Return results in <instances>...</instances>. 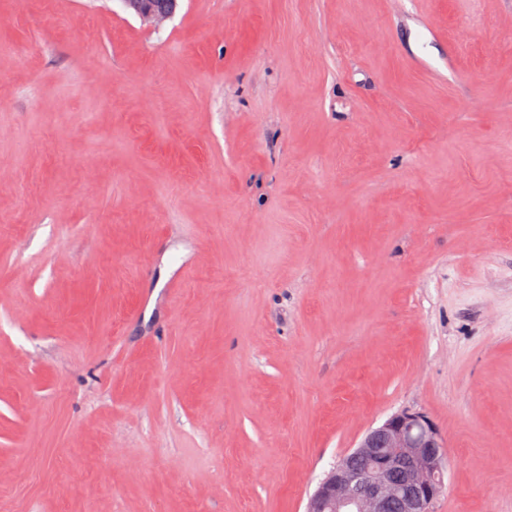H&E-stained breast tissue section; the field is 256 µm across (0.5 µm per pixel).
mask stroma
<instances>
[{"instance_id":"obj_1","label":"stroma","mask_w":512,"mask_h":512,"mask_svg":"<svg viewBox=\"0 0 512 512\" xmlns=\"http://www.w3.org/2000/svg\"><path fill=\"white\" fill-rule=\"evenodd\" d=\"M402 410L512 512V0H0V512H305Z\"/></svg>"}]
</instances>
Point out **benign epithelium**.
Masks as SVG:
<instances>
[{
	"mask_svg": "<svg viewBox=\"0 0 512 512\" xmlns=\"http://www.w3.org/2000/svg\"><path fill=\"white\" fill-rule=\"evenodd\" d=\"M358 457L361 469L352 465ZM447 469L438 429L426 415L403 410L369 429L327 473L306 512H432Z\"/></svg>",
	"mask_w": 512,
	"mask_h": 512,
	"instance_id": "7a95c632",
	"label": "benign epithelium"
}]
</instances>
